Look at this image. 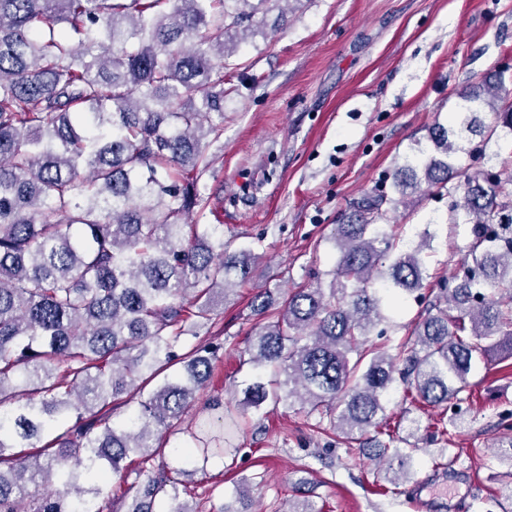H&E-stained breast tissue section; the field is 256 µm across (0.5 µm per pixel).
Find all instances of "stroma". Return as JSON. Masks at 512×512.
<instances>
[{
	"mask_svg": "<svg viewBox=\"0 0 512 512\" xmlns=\"http://www.w3.org/2000/svg\"><path fill=\"white\" fill-rule=\"evenodd\" d=\"M264 26L242 42L224 69V131L207 139L213 165L200 179L212 196L201 221L220 224L235 245L261 253L251 283L230 293L212 329L196 342L220 345L206 389L182 417L219 433L207 400L231 398L249 378L238 353L256 321L257 286L309 285L332 269L333 233L372 190L395 198L393 175L429 130L447 123L465 86L512 68V0H267ZM408 235L430 229L427 271L448 275L471 238L449 224L448 199L422 192L389 210ZM421 311L414 298L390 309L386 336L401 342ZM466 412L443 438H406L414 403L395 400L387 429L406 438L414 466L397 487L374 483L375 465L316 426L300 405L266 404L246 412L224 456L188 471L179 503L199 512L232 505L241 512H288L307 499L318 512H512V471L492 462L499 417L512 413V359L477 364ZM304 487H297V480ZM250 486L249 500L235 488Z\"/></svg>",
	"mask_w": 512,
	"mask_h": 512,
	"instance_id": "stroma-1",
	"label": "stroma"
}]
</instances>
